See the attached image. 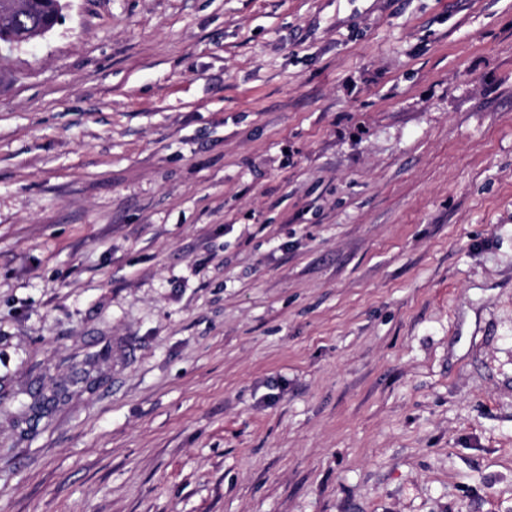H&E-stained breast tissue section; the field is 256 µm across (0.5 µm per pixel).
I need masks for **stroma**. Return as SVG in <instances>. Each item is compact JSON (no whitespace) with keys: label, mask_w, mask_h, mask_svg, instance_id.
Listing matches in <instances>:
<instances>
[{"label":"stroma","mask_w":512,"mask_h":512,"mask_svg":"<svg viewBox=\"0 0 512 512\" xmlns=\"http://www.w3.org/2000/svg\"><path fill=\"white\" fill-rule=\"evenodd\" d=\"M0 512H512V0L0 50Z\"/></svg>","instance_id":"35a3bbf8"}]
</instances>
